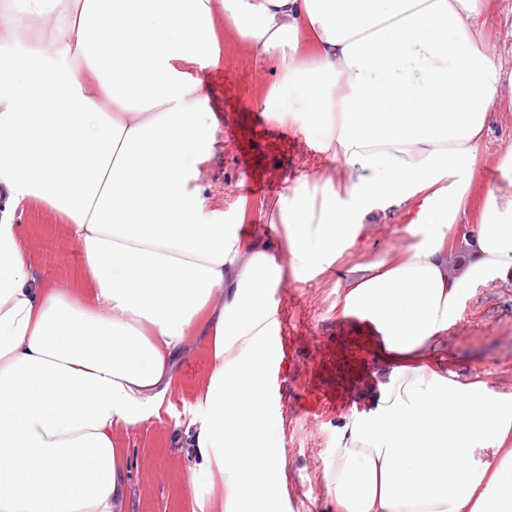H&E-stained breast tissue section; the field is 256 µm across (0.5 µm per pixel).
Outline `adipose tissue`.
Returning a JSON list of instances; mask_svg holds the SVG:
<instances>
[{"mask_svg": "<svg viewBox=\"0 0 512 512\" xmlns=\"http://www.w3.org/2000/svg\"><path fill=\"white\" fill-rule=\"evenodd\" d=\"M221 11L272 65L266 115L287 122L299 90L300 127L349 188L269 201L276 220L249 243L193 185L215 125L180 65L219 61ZM475 15L476 0H0V39L26 34L0 56V512H126L112 432L159 416L196 331L212 371L185 424L205 476L187 512H275L272 295L340 264L336 310L368 321L383 360L336 429L332 512H512V394L422 363L470 288L512 275V196L489 188L476 231L454 233L512 87ZM34 200L81 246L86 296L28 262ZM407 213L406 245L355 260L366 225Z\"/></svg>", "mask_w": 512, "mask_h": 512, "instance_id": "obj_1", "label": "adipose tissue"}]
</instances>
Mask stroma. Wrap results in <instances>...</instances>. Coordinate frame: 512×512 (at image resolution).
Returning <instances> with one entry per match:
<instances>
[{
    "mask_svg": "<svg viewBox=\"0 0 512 512\" xmlns=\"http://www.w3.org/2000/svg\"><path fill=\"white\" fill-rule=\"evenodd\" d=\"M478 11L476 22L487 48L511 62L512 0H479ZM220 22V63L182 66L201 81L206 107L217 121L218 146L200 165L197 183L212 209L236 215L240 234L249 238L264 232L268 199L294 196L302 185L312 191L328 179L341 184L345 176L337 162L322 154L315 136L264 117L262 99L275 75L254 60L228 16ZM511 147L512 101L504 97L490 111L474 160L466 226L477 224L489 187L512 194V174L501 170ZM21 222L28 259L42 279L61 288H80L84 256L63 218L34 201ZM336 281L331 270L305 282L288 281L274 295L288 338V359L277 377L288 512H328L324 464L336 428L363 408L365 390L381 361L366 322L337 316ZM426 363L463 379H486L495 391L512 393V279L470 289L461 320L427 349ZM211 370L206 348L193 342L181 358L177 386L160 416L114 431L113 441L130 464L129 512H186L199 468L192 450L180 447L179 435L194 413L193 396Z\"/></svg>",
    "mask_w": 512,
    "mask_h": 512,
    "instance_id": "1",
    "label": "stroma"
}]
</instances>
